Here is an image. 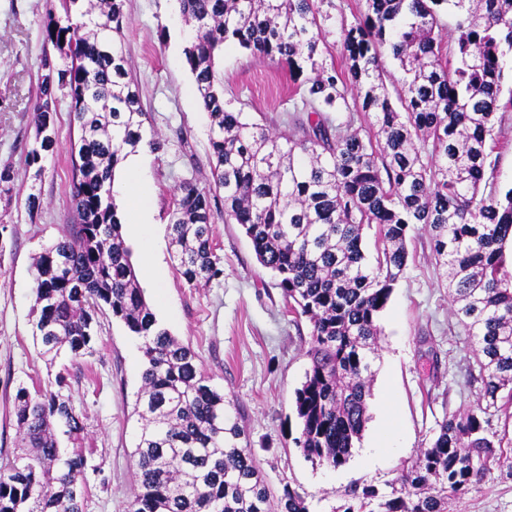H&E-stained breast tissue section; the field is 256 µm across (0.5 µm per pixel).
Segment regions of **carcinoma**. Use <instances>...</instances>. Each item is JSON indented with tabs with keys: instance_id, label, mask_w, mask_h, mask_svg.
Here are the masks:
<instances>
[{
	"instance_id": "1",
	"label": "carcinoma",
	"mask_w": 512,
	"mask_h": 512,
	"mask_svg": "<svg viewBox=\"0 0 512 512\" xmlns=\"http://www.w3.org/2000/svg\"><path fill=\"white\" fill-rule=\"evenodd\" d=\"M45 42L67 47L58 67L43 54L34 106L38 145L26 164L43 173L54 144L56 94L68 90L77 141L71 146L69 205L75 223L35 263L33 335L49 363L91 355L103 307L142 339L144 367L134 413L135 490L128 512H309L286 484L275 495L244 427L212 385L196 353L158 323L145 300L108 182L125 149L144 139L148 120L126 57L125 0H86ZM341 24L343 65L320 66L316 0H180L194 35L186 59L211 121L210 148L224 216L241 225L257 260L274 273L288 312L310 324L309 368L295 391L305 458L346 463L369 420L370 355L380 313L408 261L407 234L421 225L462 333L475 341L481 382L476 403L444 417L384 496L354 493L343 512H446L495 470L512 474V438L489 428L491 410L512 404V188L498 192L494 118L512 111L503 94L512 55V0H363ZM448 12L454 24L443 23ZM226 43L288 65L301 111L295 130L276 133L224 105L216 58ZM403 72L397 101L385 58ZM353 103H348V99ZM342 105L344 121L325 112ZM372 122L366 135L355 121ZM210 193L192 180L175 188L171 245L184 279L206 287L224 274L212 238ZM375 229L376 262L363 250ZM13 415L24 448L0 460V512H84L88 455L64 448L84 432L67 377L46 388H17Z\"/></svg>"
}]
</instances>
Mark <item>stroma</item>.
I'll return each mask as SVG.
<instances>
[{
    "label": "stroma",
    "instance_id": "stroma-1",
    "mask_svg": "<svg viewBox=\"0 0 512 512\" xmlns=\"http://www.w3.org/2000/svg\"><path fill=\"white\" fill-rule=\"evenodd\" d=\"M324 18L318 59L340 64L339 27L358 16L361 0H318ZM129 23L124 48L148 114L147 131L163 148L149 175L150 202L158 224L147 240L131 242L132 261L159 324L196 352L212 385L239 413L267 481L291 485L310 512H343L353 490L375 486L390 494L404 469L434 439L444 416L473 405L479 383L467 380L475 346L466 342L441 285L430 242L420 228L407 236L409 259L378 323L380 347L371 357L374 381L370 419L348 461L331 468L307 461L294 440L300 435L294 399L309 367V326L289 314L274 274L256 259L243 228L224 220L215 198L212 234L224 274L209 286H190L178 270L168 224L172 195L182 179L209 188L211 150L207 112L194 105V77L184 49L193 37L169 0H126ZM50 0H0V453L12 454L18 434L11 416L18 386L48 384L56 374L39 354L32 333L35 257L59 238L74 216L69 208L70 146L78 137L70 98L55 102L53 151L33 180L25 155L34 143L32 121L41 58L64 54L44 44L49 17H63ZM218 67L224 103L248 119L290 133L300 97L285 65L225 44ZM499 130L496 183L512 189V112L495 116ZM40 196L28 212L29 194ZM100 342L93 355L61 358L70 374L74 407L85 417L81 447L91 449L85 512H126L134 486L133 450L138 424L133 413L141 386V341L110 311L99 316ZM448 512H512V476L493 471L469 494L449 500Z\"/></svg>",
    "mask_w": 512,
    "mask_h": 512
}]
</instances>
